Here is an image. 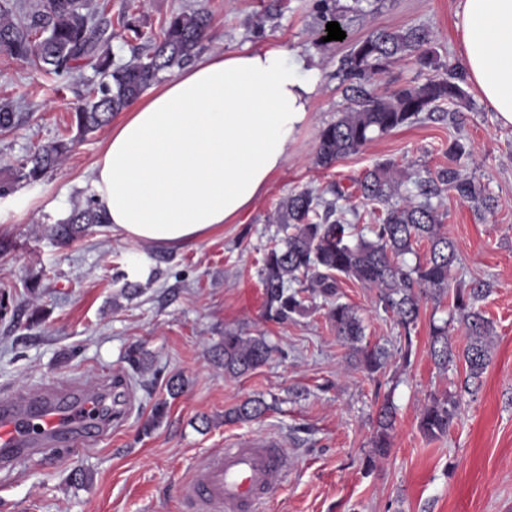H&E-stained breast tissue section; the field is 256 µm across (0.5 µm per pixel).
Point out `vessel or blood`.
Wrapping results in <instances>:
<instances>
[{"mask_svg":"<svg viewBox=\"0 0 512 512\" xmlns=\"http://www.w3.org/2000/svg\"><path fill=\"white\" fill-rule=\"evenodd\" d=\"M98 393L47 387L0 400V458L16 460L99 435L107 418ZM288 478V452L277 440L233 439L213 449L182 485L186 512H262Z\"/></svg>","mask_w":512,"mask_h":512,"instance_id":"b4317fda","label":"vessel or blood"}]
</instances>
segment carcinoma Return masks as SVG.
I'll use <instances>...</instances> for the list:
<instances>
[{
	"mask_svg": "<svg viewBox=\"0 0 512 512\" xmlns=\"http://www.w3.org/2000/svg\"><path fill=\"white\" fill-rule=\"evenodd\" d=\"M313 10L329 22L341 18L336 0H314ZM110 13V0L99 4L91 0H39L31 7L16 0H0L1 51L47 74H71L88 67L106 78L73 107L75 136L29 154L20 163L15 179L0 183L1 197L12 193L17 181L39 180L62 163L76 142L110 125L115 115L160 80L163 71L191 61L210 27L209 14L180 11L171 14L157 34L145 39L138 19L124 5L118 22L131 38L142 41V51L120 63L110 50ZM431 42V33L421 27L376 30L342 59L338 76L358 93V100L323 129L315 156L317 166L331 168L377 137L413 123L421 113L433 114L438 104L464 98V77L460 72L433 77L390 95H372L365 90L367 82L407 56H416L424 68L434 67V54L425 49ZM17 119L14 106L1 102L0 131L12 129ZM405 183L391 162L379 163L365 173L359 182V198L366 204L384 207L379 223L371 225L367 236L353 233L354 225L346 220L350 197L338 187L328 188L333 195L331 200L310 190L292 192L284 198L273 222L283 225L286 236L263 258L267 317L284 321L305 310L299 292L292 290L294 284L330 298L338 294L340 277L352 278L376 289V304L400 327L404 338L401 353L403 359H409L422 298L429 295L440 299L448 294V280L458 259L455 243L441 233L442 214L432 202L439 196V185L448 186L460 198L489 211L494 209L495 200L479 180L463 177L452 167L440 171L435 180L419 177L412 181L411 188ZM105 223V215L94 199L88 198L73 208L66 221L56 225L55 235L70 242L86 228ZM422 241L429 244L428 255L414 265L408 264L405 255L414 252V245ZM491 290L490 283L477 282L454 292L452 311L467 337L462 351L453 346L448 324L432 326L429 353L434 365L445 370L460 362L464 377L458 393L429 394L419 421L421 431L429 438L448 433L461 413V393L476 392L491 363L494 325L478 306ZM328 318L362 369L370 375L385 369L390 353L363 343L365 327L354 307L338 301L329 308ZM273 351L264 336L226 331L222 347L224 374L243 376L265 364ZM268 409L269 404L262 397H249L225 410L224 421H257ZM396 415L394 403L385 397L377 411L366 469H371L376 459L389 455Z\"/></svg>",
	"mask_w": 512,
	"mask_h": 512,
	"instance_id": "1",
	"label": "carcinoma"
}]
</instances>
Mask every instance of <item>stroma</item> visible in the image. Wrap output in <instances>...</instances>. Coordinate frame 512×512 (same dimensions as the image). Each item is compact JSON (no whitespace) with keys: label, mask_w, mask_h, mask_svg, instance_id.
<instances>
[{"label":"stroma","mask_w":512,"mask_h":512,"mask_svg":"<svg viewBox=\"0 0 512 512\" xmlns=\"http://www.w3.org/2000/svg\"><path fill=\"white\" fill-rule=\"evenodd\" d=\"M144 31L180 10L209 12L204 54L278 44L318 72L310 120L287 163L241 223L226 224L203 242L162 249L123 241L111 228H90L69 245L53 227L91 195L92 167L105 143L98 131L34 183L17 182L0 198V398L55 381L125 382L130 400L112 405L119 421L78 454L57 448L14 468H0V512H183L180 488L197 461L236 438H273L287 448L285 484L263 512H512V126H502L471 84L465 98L442 104V116L421 118L324 169L314 163L322 130L354 100L336 76L353 45L377 29L421 26L431 31L435 68L414 59L395 63L367 85L387 94L454 68L460 53L461 0H340L346 37L324 41L313 0H130ZM82 77L45 74L0 51V102L24 119L0 132V182L26 155L74 135L72 107L89 91ZM470 153L452 161L448 146ZM408 172L456 167L479 179L498 201L478 212L472 202L441 194L442 230L456 244L450 288L493 285L480 307L495 326L491 363L475 395H463L447 435L419 430V409L433 392H454L462 370L439 372L429 356L432 325L450 317L449 298L426 300L402 359L399 329L375 304L376 292L342 280L340 299L354 306L365 340L388 348L383 374L369 379L347 362L323 297L305 295L306 309L283 323L263 311L260 270L282 231L271 218L290 192L339 185L356 192L375 164ZM228 329L263 335L271 359L238 378L215 354ZM141 372H133L129 355ZM182 382L171 394L170 381ZM253 395L271 409L250 424H228L226 409ZM398 408L392 450L365 470L377 409ZM166 414L153 422V408Z\"/></svg>","instance_id":"obj_1"}]
</instances>
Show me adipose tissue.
Listing matches in <instances>:
<instances>
[{
    "instance_id": "adipose-tissue-1",
    "label": "adipose tissue",
    "mask_w": 512,
    "mask_h": 512,
    "mask_svg": "<svg viewBox=\"0 0 512 512\" xmlns=\"http://www.w3.org/2000/svg\"><path fill=\"white\" fill-rule=\"evenodd\" d=\"M462 12L461 69L512 126V0H463ZM304 65L275 44L211 54L129 106L91 178L113 232L181 248L253 208L309 119Z\"/></svg>"
}]
</instances>
